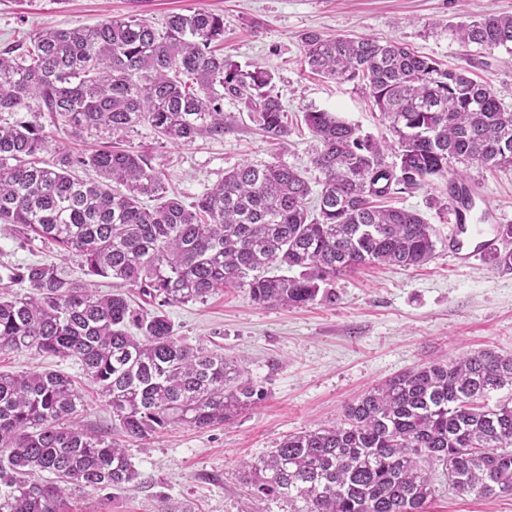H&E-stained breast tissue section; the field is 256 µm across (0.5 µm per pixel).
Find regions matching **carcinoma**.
<instances>
[{"label":"carcinoma","mask_w":512,"mask_h":512,"mask_svg":"<svg viewBox=\"0 0 512 512\" xmlns=\"http://www.w3.org/2000/svg\"><path fill=\"white\" fill-rule=\"evenodd\" d=\"M454 35L476 51L512 52V15L493 10ZM224 16L173 13L164 30L138 13L93 26L46 27L0 53V224L158 301L152 313L101 294L55 262L0 263V351L75 359L112 409L113 431L149 440L170 426L209 428L265 399L221 353L184 345L166 306L247 288L260 305L336 294L322 284L369 263L418 267L437 246L417 211L379 206L448 164L512 167V111L466 67L444 68L395 42L303 34L311 72L361 85L388 121L383 145L331 112L304 120L319 149L316 204L298 170L244 163L190 204L128 145L90 154L49 149L40 118L72 136L110 140L148 125L191 145L224 137V99L272 143L292 130L270 71L218 52ZM394 161L386 162L385 152ZM157 202L148 208L144 200ZM286 268L298 276L278 275ZM512 357L479 350L405 371L348 403L343 418L290 434L249 464L259 497L289 512H427L438 464L460 496L512 495ZM83 394L60 371L0 372V512H64L70 489L106 491L138 471L116 438L66 426ZM51 475L46 479L43 474Z\"/></svg>","instance_id":"cac0c4a2"}]
</instances>
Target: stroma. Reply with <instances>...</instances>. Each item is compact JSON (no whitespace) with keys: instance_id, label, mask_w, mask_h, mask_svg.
Listing matches in <instances>:
<instances>
[{"instance_id":"obj_1","label":"stroma","mask_w":512,"mask_h":512,"mask_svg":"<svg viewBox=\"0 0 512 512\" xmlns=\"http://www.w3.org/2000/svg\"><path fill=\"white\" fill-rule=\"evenodd\" d=\"M196 9L223 14L225 57L272 73L292 133L285 146L270 143L231 100L224 103L229 127L220 140L163 144L150 127H139L132 145L188 204L246 161L310 168L318 143L305 113L333 112L362 134L388 136L386 120L360 85L305 68V32L395 40L454 67L464 64L467 49L453 28L487 10L512 15V0H0V50L29 45L31 34L48 26L93 25L135 10L160 30L169 15ZM473 72L512 110V53L483 52ZM467 173L478 198L496 209L502 223L512 224V168L473 164ZM391 204L418 211L434 227L437 249L424 266H362L333 281L332 304L267 307L254 302L248 289L234 288L203 303L167 307L182 343L234 359L267 396L221 425H176L152 440L126 442L138 481L108 494L73 491L67 512H161L166 505L196 512H288L287 502L252 495L243 462L258 461L288 435L340 420L347 402L417 365L465 351L512 357V272L484 257L455 265L448 254L447 178L396 194ZM33 368L64 372L81 389L84 404L71 426L111 435L112 409L78 364L24 350L0 353L1 371ZM433 477L428 512H512V495L461 497L449 489L441 467H434Z\"/></svg>"}]
</instances>
